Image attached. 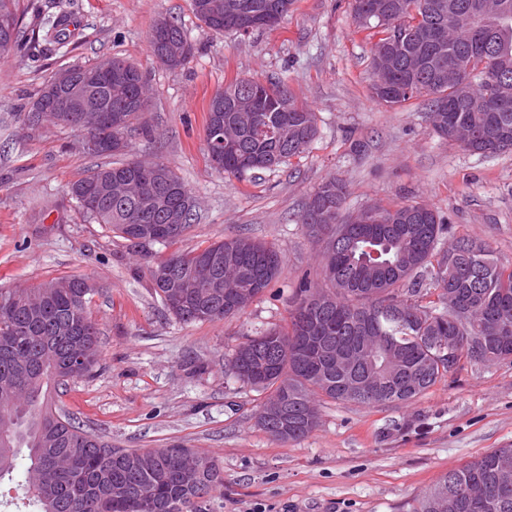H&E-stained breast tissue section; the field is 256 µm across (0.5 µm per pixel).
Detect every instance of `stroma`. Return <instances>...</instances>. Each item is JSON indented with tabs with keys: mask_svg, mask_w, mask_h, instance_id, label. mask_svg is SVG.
I'll use <instances>...</instances> for the list:
<instances>
[{
	"mask_svg": "<svg viewBox=\"0 0 512 512\" xmlns=\"http://www.w3.org/2000/svg\"><path fill=\"white\" fill-rule=\"evenodd\" d=\"M73 3L65 47L0 58V289L61 277L98 286L90 310L99 362L54 391L57 408L115 448L180 445L217 459L224 489L208 512H409L448 471L512 446V359L462 364L406 405L320 398L318 426L288 442L257 427L262 393L225 369L247 336L283 324L303 273L320 280L322 243L299 217L328 178L347 186L345 214L420 202L450 224L448 243L480 240L512 267V152L484 158L438 138L426 98L380 104L371 93L374 39L353 24L351 0H295L277 27L245 36L208 31L189 0ZM160 17L181 22L196 47L185 68L154 61L148 33ZM110 56L149 74V131L131 139L129 157L164 162L199 203L173 247L146 257L88 222L70 198L69 185L98 163L82 133L31 132L18 114L57 69ZM252 77L283 79L315 112L319 134L288 165L234 177L209 162L205 113L215 91ZM238 235L282 252L278 278L235 317L179 322L155 293L149 265Z\"/></svg>",
	"mask_w": 512,
	"mask_h": 512,
	"instance_id": "obj_1",
	"label": "stroma"
}]
</instances>
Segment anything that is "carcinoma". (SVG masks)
Returning a JSON list of instances; mask_svg holds the SVG:
<instances>
[{
  "instance_id": "carcinoma-1",
  "label": "carcinoma",
  "mask_w": 512,
  "mask_h": 512,
  "mask_svg": "<svg viewBox=\"0 0 512 512\" xmlns=\"http://www.w3.org/2000/svg\"><path fill=\"white\" fill-rule=\"evenodd\" d=\"M380 0H351L352 19L361 30L375 29L379 38L372 57L394 53L397 67L374 74L385 93L373 91L382 104L401 106L427 97L432 131L485 158L512 151V50L495 54L496 42L512 45L506 27L464 40L442 34V43L427 41L423 28L436 7L476 10L485 0H390L392 15L380 20ZM294 0H190L194 17L215 34L240 33L239 19L250 14L267 28L273 10L285 17ZM71 4L58 5L55 18L37 28L23 23L18 0H0V56L28 46H65ZM167 29L165 45L156 47L150 27L152 52L173 57L170 70L184 68L194 57V46L176 21L160 18ZM468 60L485 56L483 70L467 78L472 99L498 102L494 112L460 105L453 112H434L443 99L455 96L448 82L432 81L433 62L448 54ZM117 73L99 74L100 63L75 65L89 90L102 95L118 122L112 138L122 149L88 154L108 162L88 171L71 184L69 192L83 215L118 234L128 246L146 255L159 245L178 241L195 221V197L178 175L168 183L157 175L163 162L138 163L141 184L124 195L99 191L104 183L130 175L133 159L120 155L127 137L141 130L140 119L150 100L144 72L133 62L112 58ZM243 84L239 79L218 90L210 100L205 136L222 127V146H207L209 161L219 170L242 176L274 171L304 154L318 134L316 113L299 103L283 84L252 79V91L263 98L259 112H234L230 103ZM38 100L24 106L23 121L37 116L41 125L64 128L68 119L50 101L35 112ZM345 184L334 177L320 183L306 202L300 224L324 243L322 271L325 287L303 284L298 301L285 323L247 338L233 353L230 369L238 381L265 393L255 410L257 426L272 437L260 417L266 402L288 393V435L298 440L318 425L316 398L366 405L404 404L424 395L449 373L448 353L455 365L474 361L467 336L488 328L504 341L489 342L482 363L512 358V268L502 265L482 242L460 239L444 248L448 225L438 211L417 202L382 208L371 224H356L343 216ZM186 211L184 221L171 225L167 217ZM459 261L448 267V251ZM160 262L172 264L176 276L166 286L154 285L166 311L185 324L221 321L242 312L224 307V289L248 290L246 302L260 296L274 282L283 264L272 245L248 237H228L196 251L171 253ZM82 278H55L31 299L16 291L0 290V412L13 421L11 447H0V480L13 476L20 450H28L25 476L46 465L52 478L26 486L33 512H203L208 499L222 492L224 475L209 457L200 470L185 473L175 460L174 448L128 451L114 448L79 426L64 411L53 407L50 388L65 380L55 374L66 359L84 345L98 347L99 329L88 313L91 295L84 294ZM212 285L202 296L196 284ZM436 299L424 301V297ZM470 310L462 319L455 308ZM353 353L350 368L338 372L323 366L319 343ZM144 482L154 484L160 504L136 496ZM125 486L127 496L112 499V486ZM512 489V447L496 448L442 475L413 506V512H435L440 495L458 502L453 512H512V496L499 498L498 488Z\"/></svg>"
}]
</instances>
